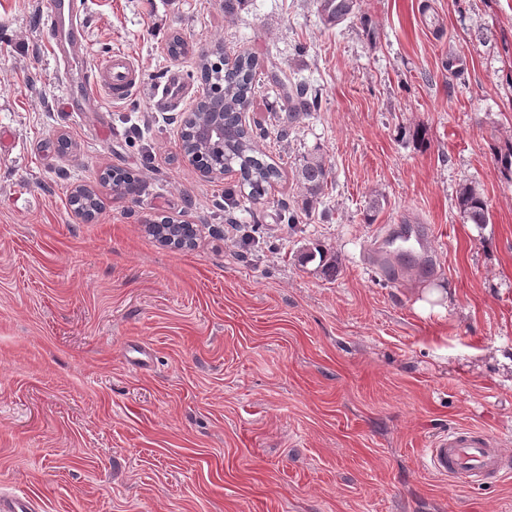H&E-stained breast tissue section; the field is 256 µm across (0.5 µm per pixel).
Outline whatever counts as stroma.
<instances>
[{
	"label": "stroma",
	"mask_w": 512,
	"mask_h": 512,
	"mask_svg": "<svg viewBox=\"0 0 512 512\" xmlns=\"http://www.w3.org/2000/svg\"><path fill=\"white\" fill-rule=\"evenodd\" d=\"M50 3L0 0V494L33 512H512V480L428 465L460 424L512 459V0H361L335 27L316 0H80L64 68ZM217 43L261 62L246 120L282 177L256 203L179 149ZM116 51L142 78L120 103L83 74ZM174 68L184 99L158 108ZM274 71L317 108L287 123ZM309 155L330 171L313 206ZM116 168L135 195L104 181ZM467 187L488 224L464 221ZM405 217L433 226L437 269L381 277L367 250ZM165 218L196 225L193 248L148 231ZM313 246L336 273L300 265Z\"/></svg>",
	"instance_id": "1"
}]
</instances>
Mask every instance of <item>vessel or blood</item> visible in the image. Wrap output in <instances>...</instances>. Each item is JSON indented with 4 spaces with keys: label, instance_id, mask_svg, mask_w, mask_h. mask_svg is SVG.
<instances>
[{
    "label": "vessel or blood",
    "instance_id": "obj_1",
    "mask_svg": "<svg viewBox=\"0 0 512 512\" xmlns=\"http://www.w3.org/2000/svg\"><path fill=\"white\" fill-rule=\"evenodd\" d=\"M54 32L52 52L66 53L81 44L83 23L73 7L58 8L47 17ZM92 83L113 101L130 96L140 84V73L131 57L117 51L93 70ZM368 257L380 270L395 271L405 265L417 274H425L435 261L432 229L417 219H404L395 237L373 245ZM429 464L439 475L452 482L480 486L487 478L512 476L508 464L494 438L488 432L471 426H458L435 438L429 450Z\"/></svg>",
    "mask_w": 512,
    "mask_h": 512
}]
</instances>
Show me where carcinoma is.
<instances>
[{
	"label": "carcinoma",
	"instance_id": "1",
	"mask_svg": "<svg viewBox=\"0 0 512 512\" xmlns=\"http://www.w3.org/2000/svg\"><path fill=\"white\" fill-rule=\"evenodd\" d=\"M357 0H320L318 8L331 24H338L355 17ZM218 61L207 54L200 59V78L204 85L203 97L192 111L207 112L209 105L224 102V114L240 112L250 104L255 88L259 62L255 56L243 54L237 57L233 66L224 63V52L216 49ZM288 116H300L314 106L309 88L303 82L293 83L286 92ZM186 148L198 156L201 167H238L242 184L248 189V197L257 201L267 194L268 188L280 178L275 163L265 160V154L258 148L256 136L229 120H224V137L215 139L202 147L193 144L192 133L182 135ZM329 170L321 157L304 159L299 168V179L306 192L318 197L328 184ZM464 220L472 224L489 223L487 206L481 195L474 189L466 190L459 202Z\"/></svg>",
	"mask_w": 512,
	"mask_h": 512
}]
</instances>
